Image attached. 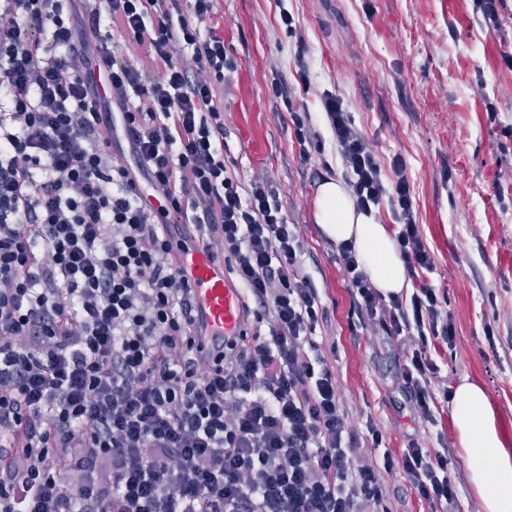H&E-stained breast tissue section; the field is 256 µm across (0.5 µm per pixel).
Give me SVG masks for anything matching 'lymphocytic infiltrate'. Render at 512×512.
Segmentation results:
<instances>
[{
  "label": "lymphocytic infiltrate",
  "mask_w": 512,
  "mask_h": 512,
  "mask_svg": "<svg viewBox=\"0 0 512 512\" xmlns=\"http://www.w3.org/2000/svg\"><path fill=\"white\" fill-rule=\"evenodd\" d=\"M220 0H0V512H386L396 473L430 507L447 452L363 456L314 339L326 310L271 180L224 160ZM208 30H201V23ZM308 160L322 145L273 87ZM323 106L357 211L384 205L411 295L383 296L336 248L360 315L404 337L412 406L435 423L448 297L402 156L381 165L341 97ZM133 163H125L123 152ZM193 225L243 290L245 328L195 345L172 226Z\"/></svg>",
  "instance_id": "1"
}]
</instances>
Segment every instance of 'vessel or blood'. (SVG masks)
I'll return each instance as SVG.
<instances>
[{"instance_id": "b4317fda", "label": "vessel or blood", "mask_w": 512, "mask_h": 512, "mask_svg": "<svg viewBox=\"0 0 512 512\" xmlns=\"http://www.w3.org/2000/svg\"><path fill=\"white\" fill-rule=\"evenodd\" d=\"M175 263L191 283L202 334L197 342L204 350H222L224 339L236 335L242 325V294L230 284L227 271L212 251L183 240L174 245Z\"/></svg>"}]
</instances>
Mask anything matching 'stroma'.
I'll return each mask as SVG.
<instances>
[{
    "label": "stroma",
    "instance_id": "35a3bbf8",
    "mask_svg": "<svg viewBox=\"0 0 512 512\" xmlns=\"http://www.w3.org/2000/svg\"><path fill=\"white\" fill-rule=\"evenodd\" d=\"M476 0H222L224 48L237 67L224 77V159L242 181L267 175L290 223L300 225L304 263L316 279L326 318L316 331L335 351L347 412L357 431L374 423L383 446L401 453L409 438L449 448L458 487L454 512H482L467 479L468 459L450 418L447 393L480 382L512 438V0L499 29ZM302 31L289 37L280 10ZM287 81L323 141L301 161L271 84ZM343 98L382 162L402 155L420 230L435 266L425 280L445 291L457 332L439 352L432 388L436 426L414 415L399 380L403 346L360 319L336 261V245L313 219L317 188L342 180L324 93ZM497 120H489V107ZM495 343H488L487 331Z\"/></svg>",
    "mask_w": 512,
    "mask_h": 512
}]
</instances>
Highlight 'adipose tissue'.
Here are the masks:
<instances>
[{
	"mask_svg": "<svg viewBox=\"0 0 512 512\" xmlns=\"http://www.w3.org/2000/svg\"><path fill=\"white\" fill-rule=\"evenodd\" d=\"M313 218L330 241L353 244L371 282L383 295L403 291L407 274L394 238L374 215L355 209L342 182L328 179L319 185ZM451 419L470 460L468 480L483 512H512V442L480 383L466 379L456 386Z\"/></svg>",
	"mask_w": 512,
	"mask_h": 512,
	"instance_id": "obj_1",
	"label": "adipose tissue"
}]
</instances>
